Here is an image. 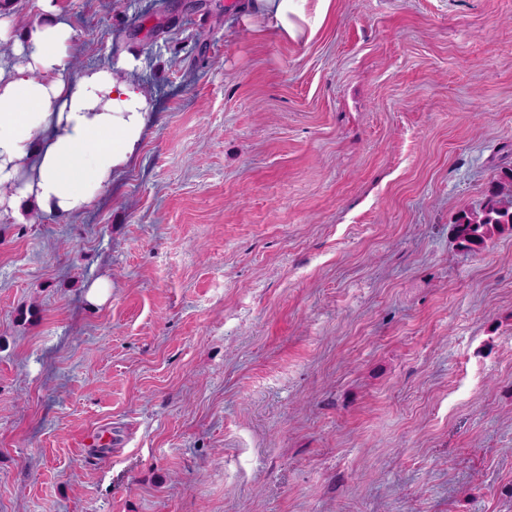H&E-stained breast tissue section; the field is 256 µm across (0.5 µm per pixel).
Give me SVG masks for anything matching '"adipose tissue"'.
Segmentation results:
<instances>
[{
  "mask_svg": "<svg viewBox=\"0 0 512 512\" xmlns=\"http://www.w3.org/2000/svg\"><path fill=\"white\" fill-rule=\"evenodd\" d=\"M49 2L38 0L46 21L0 63V210L18 220L26 207L60 218L92 208L140 154L152 119L140 61L123 55L105 67L69 68L74 30ZM306 2L250 0L249 10L279 39L298 41L323 25L333 0H318L312 15Z\"/></svg>",
  "mask_w": 512,
  "mask_h": 512,
  "instance_id": "adipose-tissue-1",
  "label": "adipose tissue"
}]
</instances>
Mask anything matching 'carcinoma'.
Segmentation results:
<instances>
[{"label":"carcinoma","mask_w":512,"mask_h":512,"mask_svg":"<svg viewBox=\"0 0 512 512\" xmlns=\"http://www.w3.org/2000/svg\"><path fill=\"white\" fill-rule=\"evenodd\" d=\"M499 194L494 189L479 207L457 214L453 233L459 245L469 250L481 249L497 236L512 234V210L501 205Z\"/></svg>","instance_id":"obj_1"}]
</instances>
